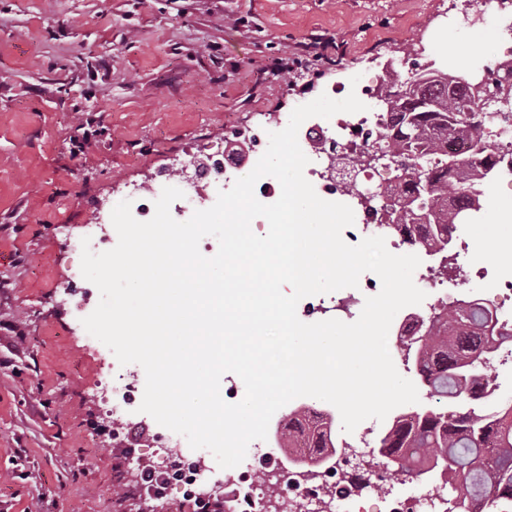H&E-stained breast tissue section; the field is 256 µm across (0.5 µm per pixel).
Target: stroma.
<instances>
[{
	"mask_svg": "<svg viewBox=\"0 0 512 512\" xmlns=\"http://www.w3.org/2000/svg\"><path fill=\"white\" fill-rule=\"evenodd\" d=\"M484 0H0V512H141L135 475L155 465L151 416L138 459L99 422L102 383L119 363L84 329L67 234L94 223L176 154L223 150L224 119L269 122L353 76L380 80L389 56L423 50L451 72L481 73L507 52L498 22L442 24L449 3ZM480 36L456 63L453 47ZM98 131L71 152L87 118ZM512 186L491 179L464 228L490 225Z\"/></svg>",
	"mask_w": 512,
	"mask_h": 512,
	"instance_id": "1",
	"label": "stroma"
}]
</instances>
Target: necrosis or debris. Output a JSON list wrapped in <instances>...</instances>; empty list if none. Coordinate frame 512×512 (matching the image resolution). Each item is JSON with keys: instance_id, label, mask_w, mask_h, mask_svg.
<instances>
[{"instance_id": "1", "label": "necrosis or debris", "mask_w": 512, "mask_h": 512, "mask_svg": "<svg viewBox=\"0 0 512 512\" xmlns=\"http://www.w3.org/2000/svg\"><path fill=\"white\" fill-rule=\"evenodd\" d=\"M352 91L364 103V111L341 112L328 119L309 118L299 128L298 143L309 159L304 175L318 196L327 201L352 205L355 221L344 229L342 236L346 243L356 245L364 238L377 235L387 203V186L396 180H408L409 175L379 165L363 170L359 186L351 192L326 177L325 171L336 153L359 156L370 151L388 121V114L379 103L378 87L373 82L361 80L354 86H332L327 88L326 93L338 99ZM289 118V113H278L267 127L261 129L228 122L224 125V137L245 144L247 160L254 164L268 147L269 133L284 129ZM198 165L200 173L194 193L189 199L181 198L173 202L172 208L176 214H184L190 208L201 209L205 202V188L212 181L224 178L232 167L221 152L203 155ZM379 290L376 276L365 274L359 279L357 295L329 299L309 296L299 302L297 314L303 321L327 312L334 313L337 319L349 320L355 316L362 298L376 295ZM278 461L274 449L263 441H253L249 457L233 468L232 482L224 489L226 512H262L263 490L255 479V470L259 467L266 470L281 496L300 504V512H369L367 489L383 481L386 473L385 466L377 460L368 461L360 468L355 463L342 461L336 467L318 471L313 476L281 467Z\"/></svg>"}]
</instances>
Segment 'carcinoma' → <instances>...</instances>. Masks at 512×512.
I'll return each instance as SVG.
<instances>
[{
    "label": "carcinoma",
    "mask_w": 512,
    "mask_h": 512,
    "mask_svg": "<svg viewBox=\"0 0 512 512\" xmlns=\"http://www.w3.org/2000/svg\"><path fill=\"white\" fill-rule=\"evenodd\" d=\"M407 82L392 76L384 80L381 97L391 105L396 123L384 129L368 166L407 158L411 174L421 181L422 204L428 220L417 225L419 240L432 251H442L451 242L450 225L480 202L489 180L483 163L489 149L485 103L453 75L428 77L400 93ZM469 146V162L448 167V139ZM415 210L401 205L389 212L385 224L401 229ZM484 305L443 302L434 308L425 335L417 341L399 342L400 351L416 368L427 391L448 405L440 411H414L397 417L374 441L372 456L382 460L394 474L420 479L440 472L447 495L448 512H512V404L486 411L470 405L488 396L494 381L497 355L494 332L473 331L489 321ZM288 458L315 459L330 464L338 453L332 439V423L311 420L295 410L288 428L280 433Z\"/></svg>",
    "instance_id": "carcinoma-1"
}]
</instances>
